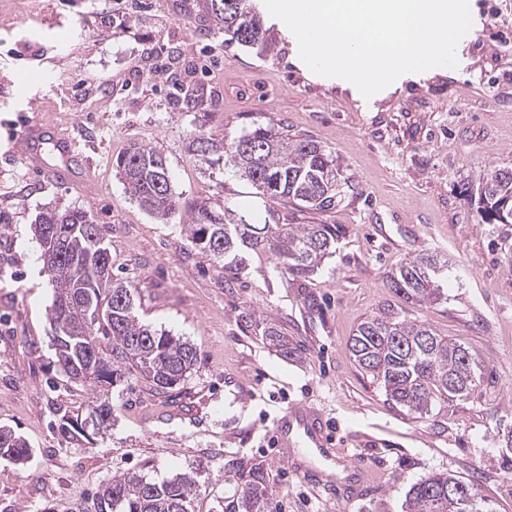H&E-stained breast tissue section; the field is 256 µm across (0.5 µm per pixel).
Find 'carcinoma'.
I'll list each match as a JSON object with an SVG mask.
<instances>
[{"label":"carcinoma","instance_id":"obj_1","mask_svg":"<svg viewBox=\"0 0 512 512\" xmlns=\"http://www.w3.org/2000/svg\"><path fill=\"white\" fill-rule=\"evenodd\" d=\"M203 11L230 40L243 47L265 46L263 27L247 0H202ZM189 151L202 163L213 156L227 161L259 191L315 210L330 207L338 194L335 158L319 142L292 139L259 126L227 141H215L199 131L190 137ZM117 172L131 198L149 214L166 220L178 213L180 196L172 184L165 157L154 149L131 145L116 159ZM498 169L478 182L483 219L498 224L500 203L512 209V172ZM59 225L66 246L59 249L50 229ZM33 233L42 248L43 270L53 288L48 308L51 337L58 363L74 384L95 391L89 416L66 419L60 430L69 433L88 424L102 431L111 426L114 405L109 392L131 379H142L156 391L174 389L197 362L189 342L145 324L136 315L138 287L114 272L103 275L100 259L112 261L101 227L83 209L40 213ZM335 224H232L206 204L194 210L187 228L191 246L216 260L224 270H237L245 255L265 250L276 255L290 275L313 273L339 237ZM448 262L424 251L402 262L388 275L395 293L414 303L436 304L444 296L439 281ZM255 334L288 352V340L273 325L251 321ZM348 351L357 365L383 389L387 400L408 414L423 417L444 398L463 397L482 378V361L465 344L437 334L429 325L391 314L373 316L359 324ZM29 444L0 427V457L24 462ZM465 488L474 499V512H495L474 485L456 475L436 473L414 483L405 512H460L450 486ZM195 481L183 473L171 481L139 477L114 479L99 493L97 512H192ZM267 488L259 474L245 480L236 497L224 502V512H265Z\"/></svg>","mask_w":512,"mask_h":512}]
</instances>
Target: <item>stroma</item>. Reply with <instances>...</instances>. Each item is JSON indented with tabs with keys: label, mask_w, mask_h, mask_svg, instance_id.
I'll use <instances>...</instances> for the list:
<instances>
[{
	"label": "stroma",
	"mask_w": 512,
	"mask_h": 512,
	"mask_svg": "<svg viewBox=\"0 0 512 512\" xmlns=\"http://www.w3.org/2000/svg\"><path fill=\"white\" fill-rule=\"evenodd\" d=\"M458 64L412 74L365 101L295 61L292 32L262 16L271 47H243L214 29L199 0H0V426L24 437L23 464L0 459V512H95L118 477L172 480L192 472L193 512H224L250 472L267 512H402L410 486L432 473L474 484L512 512V224L485 223L479 178L512 168V0H469ZM158 50L143 64L146 47ZM197 69L196 107L171 88L170 51ZM43 126L42 161L63 165L56 139L75 141L74 178L48 181L17 152ZM320 142L336 159L339 193L313 210L258 193L223 162L200 163L193 133L230 140L256 126ZM134 142L165 157L183 208L155 218L126 192L115 160ZM207 204L236 224H339L344 232L304 279L267 251L241 270L193 249L188 215ZM89 211L113 270L140 289L138 314L189 341L197 361L160 393L145 381L113 388L106 432L62 434L87 416L89 388L68 381L51 343L53 290L31 229L47 208ZM448 261L446 297L416 305L388 273L424 250ZM429 324L473 349L483 377L463 397L408 416L387 401L347 344L367 318ZM274 324L287 351L256 335ZM250 386L247 408L228 379ZM321 411L336 461L369 470L355 500L312 487L266 441L286 403Z\"/></svg>",
	"instance_id": "1"
}]
</instances>
